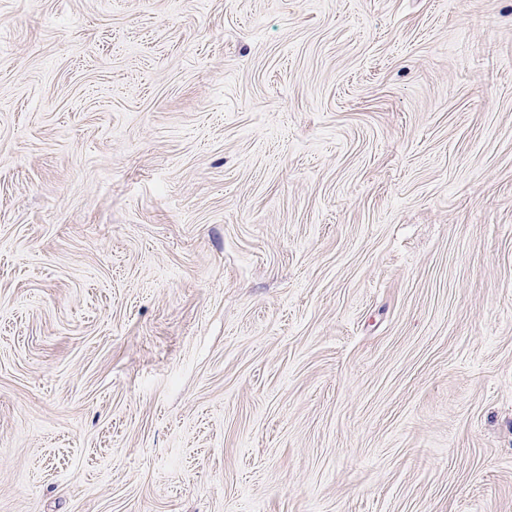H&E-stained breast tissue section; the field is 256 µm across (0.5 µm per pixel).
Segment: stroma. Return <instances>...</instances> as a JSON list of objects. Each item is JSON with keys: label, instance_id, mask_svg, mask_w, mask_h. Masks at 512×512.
<instances>
[{"label": "stroma", "instance_id": "35a3bbf8", "mask_svg": "<svg viewBox=\"0 0 512 512\" xmlns=\"http://www.w3.org/2000/svg\"><path fill=\"white\" fill-rule=\"evenodd\" d=\"M0 512H512V0H0Z\"/></svg>", "mask_w": 512, "mask_h": 512}]
</instances>
